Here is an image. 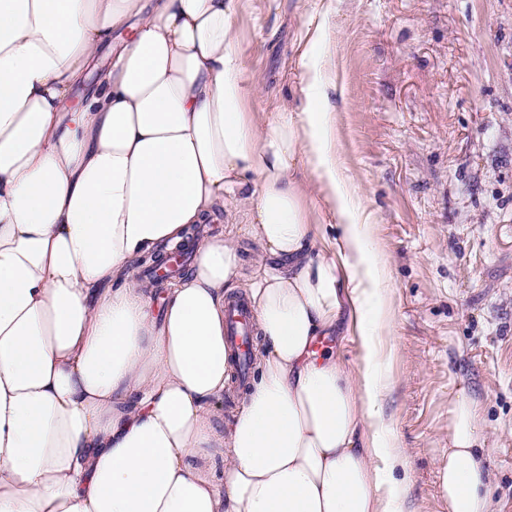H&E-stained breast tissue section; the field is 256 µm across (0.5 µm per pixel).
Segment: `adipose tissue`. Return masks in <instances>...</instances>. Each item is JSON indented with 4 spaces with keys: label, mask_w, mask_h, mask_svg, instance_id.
<instances>
[{
    "label": "adipose tissue",
    "mask_w": 512,
    "mask_h": 512,
    "mask_svg": "<svg viewBox=\"0 0 512 512\" xmlns=\"http://www.w3.org/2000/svg\"><path fill=\"white\" fill-rule=\"evenodd\" d=\"M238 8L0 0V512H405L411 468L382 406L390 269L310 109L318 70L303 66L298 111H251ZM220 211L227 233L155 317L137 263ZM243 231L265 254L249 272ZM233 288L262 342L224 421ZM342 323L358 360L315 354ZM477 422L455 405L448 512L492 509Z\"/></svg>",
    "instance_id": "1"
}]
</instances>
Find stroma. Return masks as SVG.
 I'll list each match as a JSON object with an SVG mask.
<instances>
[{
	"instance_id": "1",
	"label": "stroma",
	"mask_w": 512,
	"mask_h": 512,
	"mask_svg": "<svg viewBox=\"0 0 512 512\" xmlns=\"http://www.w3.org/2000/svg\"><path fill=\"white\" fill-rule=\"evenodd\" d=\"M236 25L254 111L297 101L303 58L320 69L331 153L388 260L407 512H448L461 399L512 512V0H241Z\"/></svg>"
}]
</instances>
